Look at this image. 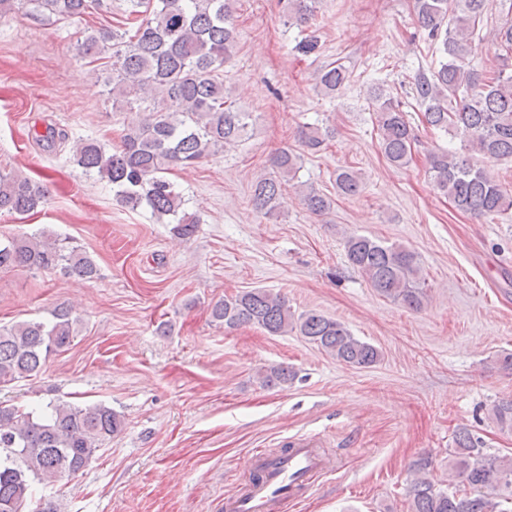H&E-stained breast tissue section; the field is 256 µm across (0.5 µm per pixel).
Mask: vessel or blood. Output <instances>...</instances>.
I'll use <instances>...</instances> for the list:
<instances>
[{"mask_svg": "<svg viewBox=\"0 0 512 512\" xmlns=\"http://www.w3.org/2000/svg\"><path fill=\"white\" fill-rule=\"evenodd\" d=\"M325 444V435L310 432L285 438L276 455L254 450L252 476L225 490L220 512H296L336 469L335 460L323 452Z\"/></svg>", "mask_w": 512, "mask_h": 512, "instance_id": "obj_1", "label": "vessel or blood"}]
</instances>
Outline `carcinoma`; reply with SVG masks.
I'll list each match as a JSON object with an SVG mask.
<instances>
[{"label": "carcinoma", "mask_w": 512, "mask_h": 512, "mask_svg": "<svg viewBox=\"0 0 512 512\" xmlns=\"http://www.w3.org/2000/svg\"><path fill=\"white\" fill-rule=\"evenodd\" d=\"M236 0H132V26L123 32L98 28L78 44L81 57L103 62L105 83L114 106L146 104L143 119L124 130L120 148L107 151L97 141L70 142L64 129L38 135L47 147L70 145L86 174L105 179L127 205L150 208L184 237L199 218L166 177L174 166L189 167L215 157L247 133L249 113L235 108L232 86L224 80V63L237 47ZM317 0H286L288 18L302 26L315 16ZM26 3L40 14L82 20L107 10V0H0V18ZM492 0H414L420 27L431 38L444 33L438 66L414 78L416 98L427 125L467 139L470 156L442 151L428 156L434 187L459 210L476 218L512 210V195L499 179L473 160L481 155L512 160V72L501 68L486 77L472 66L475 36ZM341 65L321 68L315 87L334 97L349 81ZM374 121L388 163L406 168L413 160L414 135L393 97L377 88ZM298 140L310 151L323 144L320 129L304 126ZM301 157L290 149L277 152L272 173L255 185L252 204L271 216L282 204V185L294 180ZM336 192L357 195L358 172H336ZM310 213L323 215L331 199L299 184ZM47 190L28 178L0 172V213H28ZM349 266L379 295L412 311L426 300L417 254L401 244L367 235L344 237ZM60 269L93 280L95 260L82 249L51 234L11 236L0 240V269ZM212 318L233 329L256 325L271 335L296 331L336 361L368 368L381 360L379 349L352 334L341 321L316 311L294 315L288 300L263 288L226 296L212 307ZM78 317L59 309L49 321H22L0 327V385L40 372L52 354L66 351L76 336ZM296 371L272 366L261 376L266 387L295 380ZM502 431H512V400L491 408ZM122 420L103 404H52L37 412L0 404V512H56L50 500L33 501L34 487L49 485L85 470L103 443L118 433ZM445 491L427 475L428 462L414 468L408 488L409 512H512V456L488 453L481 437L465 426L456 430Z\"/></svg>", "instance_id": "cac0c4a2"}]
</instances>
